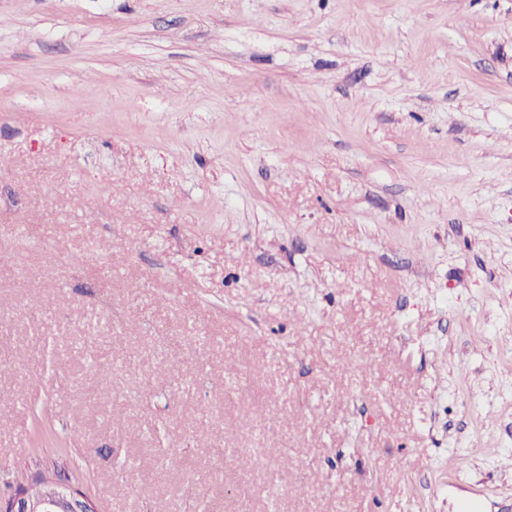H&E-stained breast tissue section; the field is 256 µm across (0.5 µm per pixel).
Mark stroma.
<instances>
[{
	"mask_svg": "<svg viewBox=\"0 0 512 512\" xmlns=\"http://www.w3.org/2000/svg\"><path fill=\"white\" fill-rule=\"evenodd\" d=\"M1 254L0 498L512 512V0H0Z\"/></svg>",
	"mask_w": 512,
	"mask_h": 512,
	"instance_id": "stroma-1",
	"label": "stroma"
}]
</instances>
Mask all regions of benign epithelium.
Here are the masks:
<instances>
[{"mask_svg":"<svg viewBox=\"0 0 512 512\" xmlns=\"http://www.w3.org/2000/svg\"><path fill=\"white\" fill-rule=\"evenodd\" d=\"M40 492H15L0 502V512H97L91 498L80 488L59 483L44 473Z\"/></svg>","mask_w":512,"mask_h":512,"instance_id":"1","label":"benign epithelium"}]
</instances>
